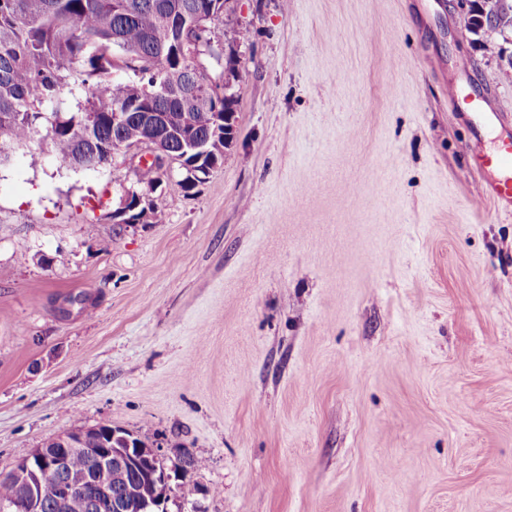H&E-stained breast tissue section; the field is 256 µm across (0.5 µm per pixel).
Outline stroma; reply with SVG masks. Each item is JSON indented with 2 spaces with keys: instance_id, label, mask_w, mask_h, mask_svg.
<instances>
[{
  "instance_id": "stroma-1",
  "label": "stroma",
  "mask_w": 512,
  "mask_h": 512,
  "mask_svg": "<svg viewBox=\"0 0 512 512\" xmlns=\"http://www.w3.org/2000/svg\"><path fill=\"white\" fill-rule=\"evenodd\" d=\"M464 16L226 0L233 143L149 224L124 152L1 165L0 475L107 424L202 460L167 512H512V220L469 157L472 113L512 140V33ZM152 187H147L144 191L139 189L138 186L132 185L130 187H122L120 195V203L117 209V215L123 216L127 214L130 209H135L140 206L144 201H148L149 193H152Z\"/></svg>"
}]
</instances>
